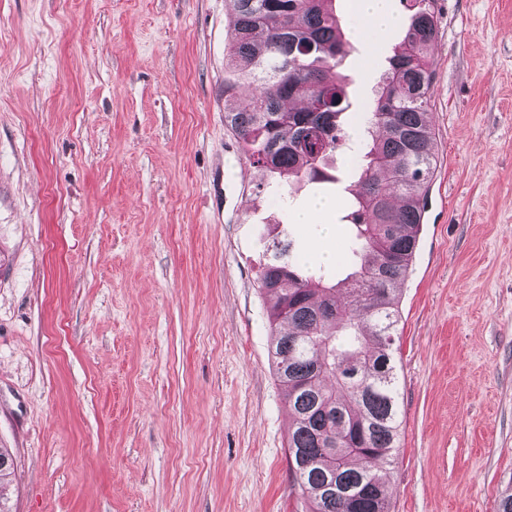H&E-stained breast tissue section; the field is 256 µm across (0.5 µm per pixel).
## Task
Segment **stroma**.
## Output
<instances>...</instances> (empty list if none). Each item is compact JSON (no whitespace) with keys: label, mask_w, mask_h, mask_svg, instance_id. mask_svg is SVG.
Instances as JSON below:
<instances>
[{"label":"stroma","mask_w":512,"mask_h":512,"mask_svg":"<svg viewBox=\"0 0 512 512\" xmlns=\"http://www.w3.org/2000/svg\"><path fill=\"white\" fill-rule=\"evenodd\" d=\"M226 0H0V443L13 512H302L257 277L332 281L356 180L256 196L224 124ZM437 167L398 293L391 512L512 494V0H435ZM404 35L350 40L367 109ZM333 196L320 223L289 215ZM335 227L322 240L321 224Z\"/></svg>","instance_id":"1"}]
</instances>
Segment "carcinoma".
I'll list each match as a JSON object with an SVG mask.
<instances>
[{"label":"carcinoma","instance_id":"carcinoma-1","mask_svg":"<svg viewBox=\"0 0 512 512\" xmlns=\"http://www.w3.org/2000/svg\"><path fill=\"white\" fill-rule=\"evenodd\" d=\"M333 0H228L234 35L224 64L255 87L224 124L249 161L270 179L257 192L290 198L294 182L331 179L329 159L356 152L347 218L355 270L334 284L307 269L291 243H273L260 288L270 300L272 369L291 421L288 468L307 512H390V464L400 438L393 345L398 291L415 258L426 191L436 168L428 108L430 48L438 31L434 0H406L404 37L380 77L370 110L358 117L363 147L353 150L346 55ZM0 447V485L12 477Z\"/></svg>","mask_w":512,"mask_h":512}]
</instances>
